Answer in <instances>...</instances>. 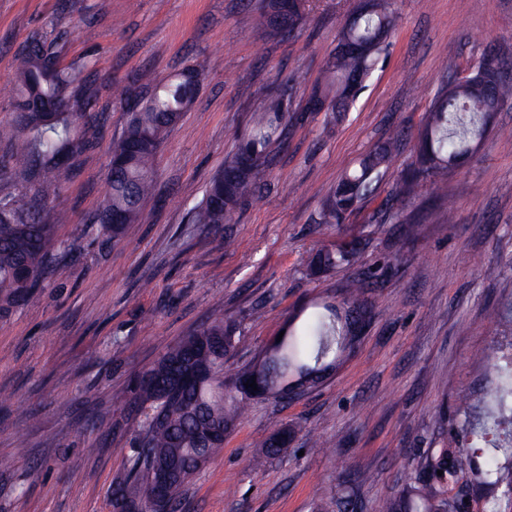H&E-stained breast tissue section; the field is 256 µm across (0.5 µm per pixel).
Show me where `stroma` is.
Wrapping results in <instances>:
<instances>
[{"instance_id":"35a3bbf8","label":"stroma","mask_w":512,"mask_h":512,"mask_svg":"<svg viewBox=\"0 0 512 512\" xmlns=\"http://www.w3.org/2000/svg\"><path fill=\"white\" fill-rule=\"evenodd\" d=\"M357 4L308 0L294 33L268 37L252 24L261 0H0V162L18 140L17 52L34 34L62 46L61 65L85 63L100 114L74 129L84 149L51 210L57 237L74 245L70 274L0 318V512H112L140 423L125 405L138 374L217 314L241 331L225 364L235 373L300 310L340 301L348 273H304L310 252L339 237L317 225L320 205L355 159L393 138L385 175L344 222L367 242L364 264L384 266L359 343L319 388L288 403L252 401L178 512H316L343 492L349 512H375L413 486L432 448L457 437L465 399L489 380L486 354L512 334L499 316L512 301V99L443 185L407 196L399 178L442 74L467 76L490 48L512 61V0H392L387 53L328 126L305 106ZM190 66L199 91L157 156L155 192L112 242L93 221L108 192V148L129 102ZM278 86L298 118L262 169L259 196L223 230L192 223L191 208ZM286 424L287 450L265 457L263 441ZM462 487L465 512L491 501L512 512L505 485L468 475Z\"/></svg>"}]
</instances>
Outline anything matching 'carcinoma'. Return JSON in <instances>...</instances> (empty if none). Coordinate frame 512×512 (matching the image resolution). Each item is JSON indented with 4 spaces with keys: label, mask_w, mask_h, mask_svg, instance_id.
<instances>
[{
    "label": "carcinoma",
    "mask_w": 512,
    "mask_h": 512,
    "mask_svg": "<svg viewBox=\"0 0 512 512\" xmlns=\"http://www.w3.org/2000/svg\"><path fill=\"white\" fill-rule=\"evenodd\" d=\"M278 2L264 0L254 18L255 25L271 37L291 34L306 17L303 3L291 14H274ZM392 27L391 0H369L368 6L352 14L337 44L348 43L358 50H334L310 96L312 102L329 103L330 119L338 120L362 90ZM14 91L21 138L12 158L22 182L15 192L0 195V317L34 303L45 280L65 273L55 262L61 243L55 225L49 223L50 203L81 149V143L71 138L76 123L98 120L93 112L98 95L94 82L82 75L80 67H61L55 45L41 37L30 38L20 48ZM197 92L198 72L188 69L157 82L150 97L129 108L125 131L112 144L107 164L108 195L95 217L112 240L123 238L126 226L138 219L144 200L154 193L157 152ZM510 99L512 81L504 79L501 62L490 51L482 54L469 77L444 74L422 126L415 161L401 175L403 193L438 183L462 166L483 139L499 105ZM261 112L192 209V223L227 224L245 200L259 193L260 170L295 119L282 94L266 97ZM393 147L392 142L378 144L345 170L323 200L317 223L338 225L357 210L387 168ZM47 169L56 171L55 180H41ZM363 252L359 239L322 246L308 258L306 273L322 278L356 269ZM378 277V271L367 270L347 281L340 305L315 306L300 331L276 341L272 358H261L229 380L224 363L240 341L235 320L214 318L175 341L132 383L128 405L144 420L131 466L113 483V508L126 512L128 503L151 501L154 469L173 460L184 467L182 478L169 487V502L178 507L186 483L197 472V458L209 462L224 448V438L208 439L212 427L221 425L229 433L248 412L251 401L264 397L266 386L295 373L306 376L305 392L322 385L329 368L352 348L350 319L370 313L365 294L377 285ZM487 364L494 379L485 386L480 412L465 433L486 424L491 431L511 433L512 412L504 405L512 394V363L492 354ZM253 381L255 391L249 387ZM286 437H291L286 427L272 432L263 443L266 455L282 452ZM482 452L487 464L478 476L489 484L499 482L498 449ZM473 458L474 453L446 443L433 449L421 464L416 493L384 500L378 512H464L462 493L450 498L448 488L472 471ZM439 470L443 471L440 476Z\"/></svg>",
    "instance_id": "carcinoma-1"
}]
</instances>
